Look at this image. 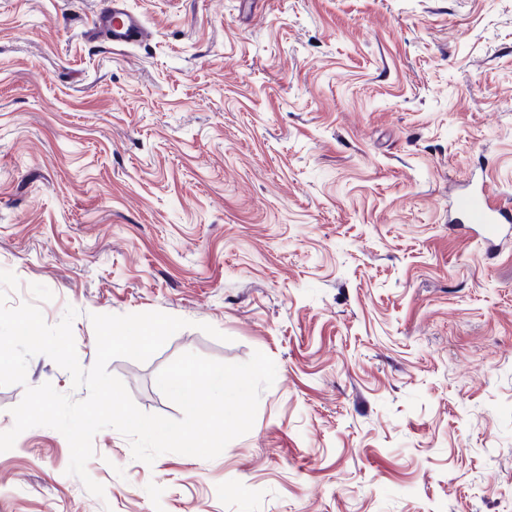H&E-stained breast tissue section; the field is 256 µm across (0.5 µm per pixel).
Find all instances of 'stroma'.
Here are the masks:
<instances>
[{"mask_svg": "<svg viewBox=\"0 0 512 512\" xmlns=\"http://www.w3.org/2000/svg\"><path fill=\"white\" fill-rule=\"evenodd\" d=\"M0 0V270L9 305L189 320L109 362L140 410L185 352L276 364L216 458L133 459L106 428L66 472L49 427L0 453V512H512V243L448 227L469 180L512 201V0ZM220 331L212 338L201 324ZM81 400L32 357L0 386ZM90 30L112 46L142 44L152 36L140 15L129 9L126 0H111L107 9L94 15Z\"/></svg>", "mask_w": 512, "mask_h": 512, "instance_id": "stroma-1", "label": "stroma"}]
</instances>
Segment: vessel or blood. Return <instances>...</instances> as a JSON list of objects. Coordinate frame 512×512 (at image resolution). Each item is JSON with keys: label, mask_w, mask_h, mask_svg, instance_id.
<instances>
[{"label": "vessel or blood", "mask_w": 512, "mask_h": 512, "mask_svg": "<svg viewBox=\"0 0 512 512\" xmlns=\"http://www.w3.org/2000/svg\"><path fill=\"white\" fill-rule=\"evenodd\" d=\"M91 32L113 46H128L148 41L151 32L127 0H110L107 9L95 14ZM455 214L467 221L471 232L481 236L490 246H499L512 237V208L500 205L484 190H474L457 197Z\"/></svg>", "instance_id": "b4317fda"}]
</instances>
